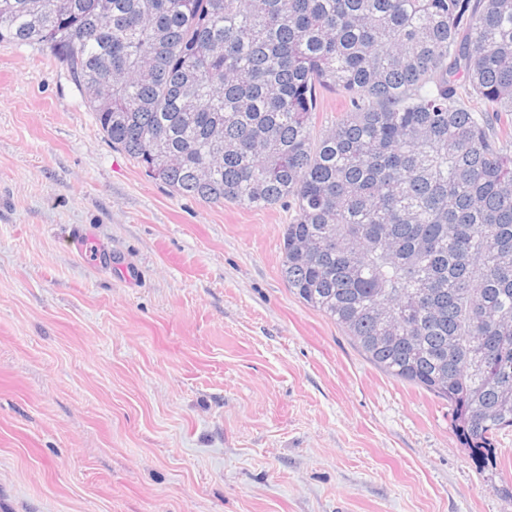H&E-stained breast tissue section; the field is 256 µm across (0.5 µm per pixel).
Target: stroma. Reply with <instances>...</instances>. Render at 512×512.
Returning a JSON list of instances; mask_svg holds the SVG:
<instances>
[{
    "label": "stroma",
    "mask_w": 512,
    "mask_h": 512,
    "mask_svg": "<svg viewBox=\"0 0 512 512\" xmlns=\"http://www.w3.org/2000/svg\"><path fill=\"white\" fill-rule=\"evenodd\" d=\"M295 214L173 193L0 43V512H512V428L477 460L289 291Z\"/></svg>",
    "instance_id": "stroma-1"
}]
</instances>
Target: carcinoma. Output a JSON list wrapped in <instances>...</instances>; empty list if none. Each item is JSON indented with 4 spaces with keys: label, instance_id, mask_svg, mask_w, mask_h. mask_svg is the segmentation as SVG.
Instances as JSON below:
<instances>
[{
    "label": "carcinoma",
    "instance_id": "1",
    "mask_svg": "<svg viewBox=\"0 0 512 512\" xmlns=\"http://www.w3.org/2000/svg\"><path fill=\"white\" fill-rule=\"evenodd\" d=\"M0 42L50 48L176 194L293 200L289 290L492 454L512 427V0H0ZM324 89L349 105L316 139Z\"/></svg>",
    "mask_w": 512,
    "mask_h": 512
}]
</instances>
